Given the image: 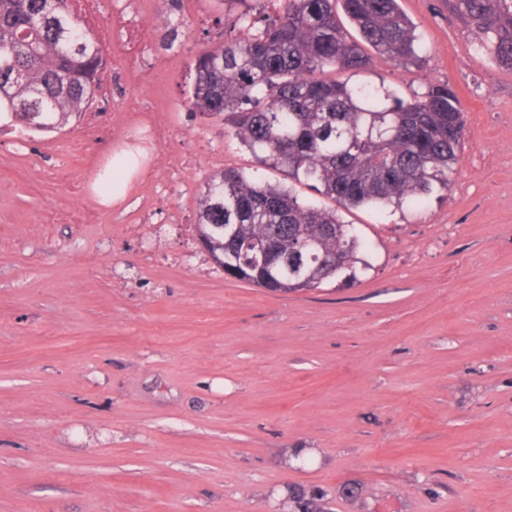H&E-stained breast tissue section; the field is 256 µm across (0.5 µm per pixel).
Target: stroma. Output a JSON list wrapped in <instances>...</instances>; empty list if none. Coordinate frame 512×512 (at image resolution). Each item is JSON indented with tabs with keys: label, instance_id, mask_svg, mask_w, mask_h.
<instances>
[{
	"label": "stroma",
	"instance_id": "35a3bbf8",
	"mask_svg": "<svg viewBox=\"0 0 512 512\" xmlns=\"http://www.w3.org/2000/svg\"><path fill=\"white\" fill-rule=\"evenodd\" d=\"M419 66L357 82L408 99L449 84L465 136L449 190L346 213L368 269L311 291L224 275L197 240L213 172L257 164L190 111L189 69L224 26L186 20L159 93L124 67L114 103H167L177 179L88 213L86 158L60 132L0 131V512H512V70L442 0H399ZM289 448L307 460L286 462Z\"/></svg>",
	"mask_w": 512,
	"mask_h": 512
}]
</instances>
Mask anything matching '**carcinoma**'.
<instances>
[{
    "mask_svg": "<svg viewBox=\"0 0 512 512\" xmlns=\"http://www.w3.org/2000/svg\"><path fill=\"white\" fill-rule=\"evenodd\" d=\"M233 34L202 50L190 70L189 110L224 123L257 162L288 183L236 168L198 193L197 239L226 274L284 293L314 290L364 259L343 211L417 207L446 190L464 135L462 106L446 84L409 100L385 85L336 74L371 67L376 54L420 61L416 27L398 0H218ZM482 54L512 69V0H448ZM53 15L86 30L68 0H0V125L59 132L92 104L103 58L94 32L65 42ZM306 185L335 202L300 198ZM271 249V270L256 246Z\"/></svg>",
    "mask_w": 512,
    "mask_h": 512,
    "instance_id": "carcinoma-1",
    "label": "carcinoma"
}]
</instances>
